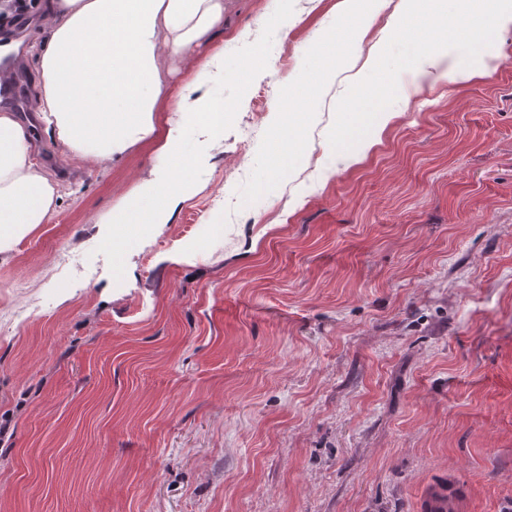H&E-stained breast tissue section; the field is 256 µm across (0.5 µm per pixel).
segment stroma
<instances>
[{"label":"stroma","instance_id":"stroma-1","mask_svg":"<svg viewBox=\"0 0 512 512\" xmlns=\"http://www.w3.org/2000/svg\"><path fill=\"white\" fill-rule=\"evenodd\" d=\"M338 3L224 0L197 50L231 48L224 138L197 139L171 222L119 249L99 218L168 176L159 141L64 161L38 127L61 203L0 253V512H512V27L486 75L436 83L398 42L394 117L354 163L365 130L336 114L364 106L403 0H361L356 44ZM25 25L11 63L35 95ZM293 111L309 162L268 171Z\"/></svg>","mask_w":512,"mask_h":512}]
</instances>
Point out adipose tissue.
Masks as SVG:
<instances>
[{
  "instance_id": "adipose-tissue-1",
  "label": "adipose tissue",
  "mask_w": 512,
  "mask_h": 512,
  "mask_svg": "<svg viewBox=\"0 0 512 512\" xmlns=\"http://www.w3.org/2000/svg\"><path fill=\"white\" fill-rule=\"evenodd\" d=\"M223 21L224 0H49L37 48L36 118L53 128L62 156L101 162L159 136L171 161L169 177L142 180L102 216L113 241L169 223L191 189L195 138L223 134L224 104L215 87L224 80V52L195 54ZM508 26L512 0H496L491 10L461 19L453 39L481 61L492 34ZM167 54L185 58L191 73L172 94L160 66ZM163 105L173 117L162 133L155 114ZM392 118L382 110L340 113L342 123L367 127L365 137L349 144L348 160L364 156ZM32 149L27 125L0 111V252L47 223L58 205V182L33 162Z\"/></svg>"
}]
</instances>
